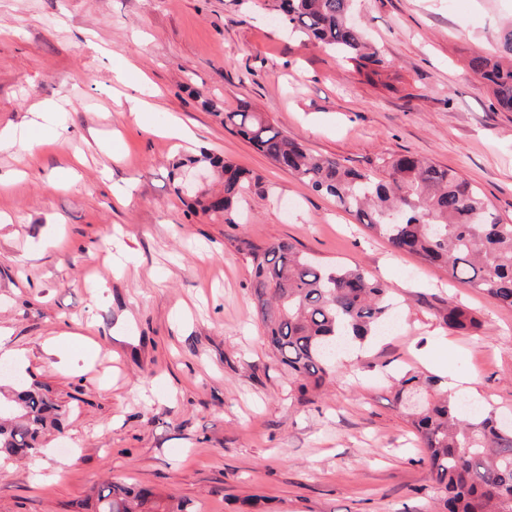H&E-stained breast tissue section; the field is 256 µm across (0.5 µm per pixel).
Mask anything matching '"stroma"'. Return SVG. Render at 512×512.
Segmentation results:
<instances>
[{
    "label": "stroma",
    "mask_w": 512,
    "mask_h": 512,
    "mask_svg": "<svg viewBox=\"0 0 512 512\" xmlns=\"http://www.w3.org/2000/svg\"><path fill=\"white\" fill-rule=\"evenodd\" d=\"M356 10L381 75L290 37L275 0H0V129L52 109L29 132L38 164L25 142L0 149V381L48 387L63 427L35 458L0 455V512H91L109 480L189 512H435L392 375L468 378L512 418V310L394 253L224 126L246 101L357 170L415 153L512 221V112L467 66L512 0ZM130 96L152 111L133 117ZM173 124L189 146L163 135ZM203 149L253 176L238 226L173 192V164ZM244 239L365 269L391 289L395 329L301 392L263 340ZM451 296L480 333L440 321Z\"/></svg>",
    "instance_id": "obj_1"
}]
</instances>
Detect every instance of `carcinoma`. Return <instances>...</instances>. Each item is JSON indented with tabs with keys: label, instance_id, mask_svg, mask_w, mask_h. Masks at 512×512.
<instances>
[{
	"label": "carcinoma",
	"instance_id": "cac0c4a2",
	"mask_svg": "<svg viewBox=\"0 0 512 512\" xmlns=\"http://www.w3.org/2000/svg\"><path fill=\"white\" fill-rule=\"evenodd\" d=\"M353 7L354 0H280L278 11L303 41L334 50L359 73L379 75L387 61L365 39ZM468 66L492 89L498 109L512 112V25L502 32L497 55L476 53ZM224 126L312 190L333 197L393 250L441 265L451 280L512 309V222L458 172L413 154L389 155L380 158L387 175L381 180L306 151L246 104L224 113ZM196 167L219 172L223 189L195 196L191 206L239 223L237 205L252 185L250 173L203 152L174 166L176 195L183 192L186 170ZM240 244L253 270L267 342L303 391L330 379L343 347L380 334L392 319L389 289L361 268L325 267L286 241ZM441 318L453 330L481 329L451 299ZM439 383L436 376L406 371L397 380L395 403L426 448L442 512H512V421L449 396ZM59 422V406L47 389L32 384L12 391L0 402V452L36 456L40 438L50 428L61 431ZM94 512L185 510L170 495L111 482L97 491Z\"/></svg>",
	"mask_w": 512,
	"mask_h": 512
}]
</instances>
